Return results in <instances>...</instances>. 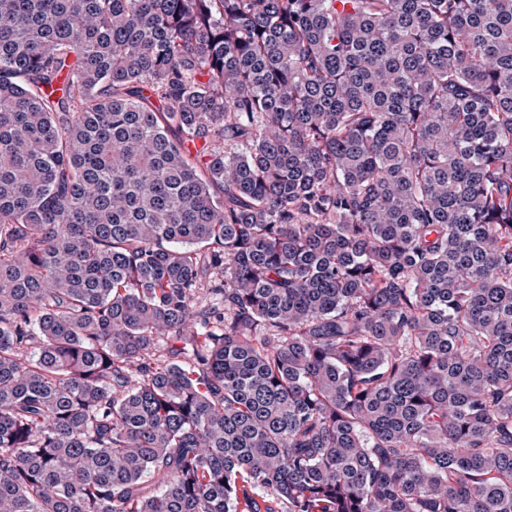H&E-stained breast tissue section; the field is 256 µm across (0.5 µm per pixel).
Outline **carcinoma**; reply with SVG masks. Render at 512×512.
<instances>
[{"instance_id":"1","label":"carcinoma","mask_w":512,"mask_h":512,"mask_svg":"<svg viewBox=\"0 0 512 512\" xmlns=\"http://www.w3.org/2000/svg\"><path fill=\"white\" fill-rule=\"evenodd\" d=\"M0 512H512V0H0Z\"/></svg>"}]
</instances>
